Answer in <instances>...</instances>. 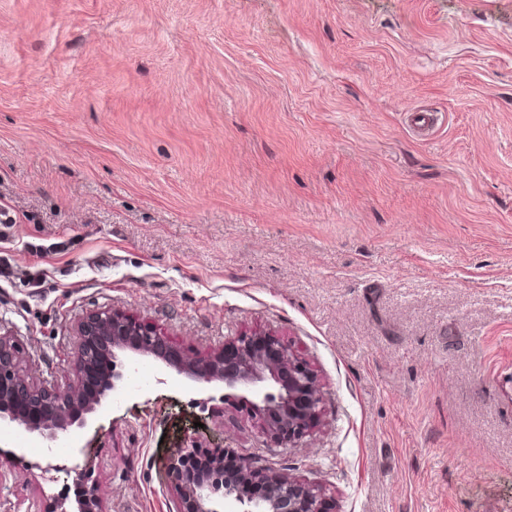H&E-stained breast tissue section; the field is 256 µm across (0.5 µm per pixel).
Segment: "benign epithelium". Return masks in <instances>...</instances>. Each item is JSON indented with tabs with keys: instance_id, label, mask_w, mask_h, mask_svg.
<instances>
[{
	"instance_id": "obj_1",
	"label": "benign epithelium",
	"mask_w": 512,
	"mask_h": 512,
	"mask_svg": "<svg viewBox=\"0 0 512 512\" xmlns=\"http://www.w3.org/2000/svg\"><path fill=\"white\" fill-rule=\"evenodd\" d=\"M74 379L64 387L37 381L23 369V352L0 334V431L14 424L55 442L68 428L86 424L108 392L118 390L123 374L118 354L153 357L195 387L224 384V407L249 406L251 421L280 447H296L316 435L324 406L318 376L276 335L255 330L227 338L205 354L173 345L155 324L121 308L91 312L76 324ZM200 451L195 442L165 462L172 490L189 500L195 512H220L213 498L214 481L223 472L225 451L210 449V472L195 476L187 462ZM82 491L74 512H105L92 470L83 469ZM241 512H328L322 487L304 483L272 466L244 458L238 477L224 487Z\"/></svg>"
}]
</instances>
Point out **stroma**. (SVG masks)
I'll use <instances>...</instances> for the list:
<instances>
[{
    "label": "stroma",
    "instance_id": "obj_1",
    "mask_svg": "<svg viewBox=\"0 0 512 512\" xmlns=\"http://www.w3.org/2000/svg\"><path fill=\"white\" fill-rule=\"evenodd\" d=\"M1 206L35 377L114 306L197 353L274 332L325 417L280 448L145 357L78 456L15 427L0 512L74 502L78 462L106 512H179L189 440L333 512H512V0H0Z\"/></svg>",
    "mask_w": 512,
    "mask_h": 512
}]
</instances>
